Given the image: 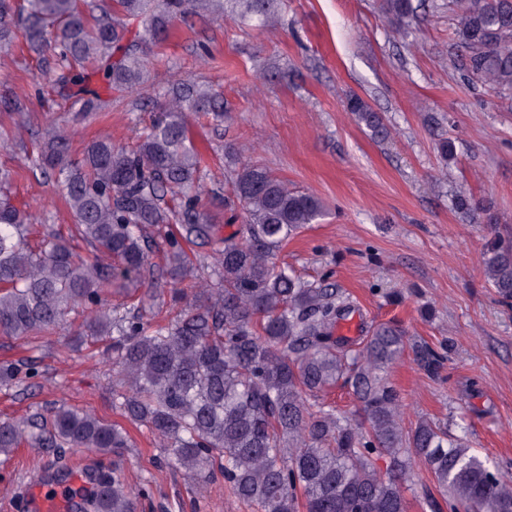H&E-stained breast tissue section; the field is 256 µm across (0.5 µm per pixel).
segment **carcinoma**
Instances as JSON below:
<instances>
[{
    "mask_svg": "<svg viewBox=\"0 0 512 512\" xmlns=\"http://www.w3.org/2000/svg\"><path fill=\"white\" fill-rule=\"evenodd\" d=\"M231 10L269 26L278 0H0V49L22 31L24 44L52 90L101 108V89L134 93L144 82L150 48L164 42L188 15L214 20ZM456 34L470 50L468 69L482 82L512 92V0H448ZM397 34L413 17L412 0H380ZM165 108L133 148L109 138L69 156L67 136L52 128L37 145L35 164L61 187L80 239L117 262L78 258L56 237L36 249L28 240L31 215L9 194L12 171L0 168V333L27 339L53 330L73 308L86 313L79 342L109 340L108 360L123 390L113 403L134 425L149 429L169 461L191 477L214 471L236 498L259 512H406L414 467L431 473L436 492L421 496L427 512H512V482L475 453L464 436L421 417L400 423L401 395L387 372L404 355L406 330L395 320L375 325L362 343L335 335L351 309L325 280H303L274 261L275 252L326 208L314 194L288 188L268 169L232 157L229 179L245 224L224 238L209 281L175 288L176 315L165 324L145 318L139 297L124 315L104 307L112 280L138 282L151 274L146 228L178 225L164 254L171 282L198 277L183 244L210 240L216 230L202 204V154L186 113L209 112L224 121V103L208 87L177 83L164 92ZM347 108L371 135L384 139V116L359 96ZM456 207L483 224L498 219L488 203L457 194ZM485 274L512 300V242L488 246ZM420 365L436 377L448 361L445 345H413ZM21 370L0 364V386ZM350 387L354 409L344 415L321 401L338 384ZM30 438L44 448H91L101 456L129 447L124 427L88 411L56 407L37 434L0 420V454ZM386 460L380 471L378 460ZM82 512H135L134 494L117 469L103 473L84 495Z\"/></svg>",
    "mask_w": 512,
    "mask_h": 512,
    "instance_id": "carcinoma-1",
    "label": "carcinoma"
}]
</instances>
